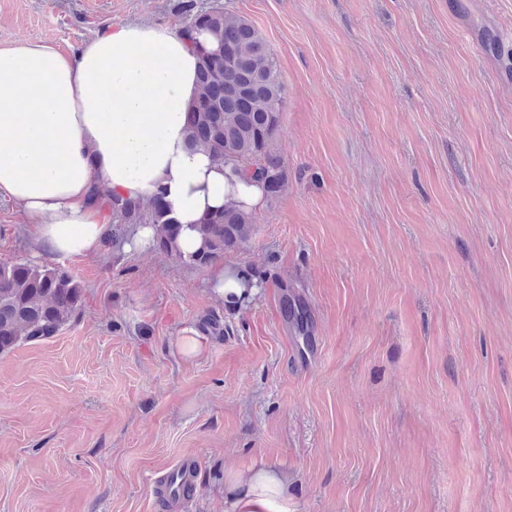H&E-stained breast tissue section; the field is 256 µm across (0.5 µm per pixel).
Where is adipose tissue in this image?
<instances>
[{"label": "adipose tissue", "instance_id": "obj_1", "mask_svg": "<svg viewBox=\"0 0 512 512\" xmlns=\"http://www.w3.org/2000/svg\"><path fill=\"white\" fill-rule=\"evenodd\" d=\"M161 25L107 24L75 53L28 42L0 46V196L36 243L62 257L97 254L112 237L95 188L147 202L165 191L184 227L182 255L198 251L192 227L236 202L264 205L261 190L229 183L222 162L189 148L198 93L197 44ZM225 512H294L287 474L271 466L227 474Z\"/></svg>", "mask_w": 512, "mask_h": 512}]
</instances>
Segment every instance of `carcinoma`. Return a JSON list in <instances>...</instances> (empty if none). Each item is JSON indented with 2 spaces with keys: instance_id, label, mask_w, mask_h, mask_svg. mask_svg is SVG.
<instances>
[{
  "instance_id": "cac0c4a2",
  "label": "carcinoma",
  "mask_w": 512,
  "mask_h": 512,
  "mask_svg": "<svg viewBox=\"0 0 512 512\" xmlns=\"http://www.w3.org/2000/svg\"><path fill=\"white\" fill-rule=\"evenodd\" d=\"M187 29L209 32L216 42L202 50L199 93L191 109L190 144L232 165V173L255 177L264 197L276 199L288 181L275 149L280 112L286 100L277 59L266 39L245 18L218 4L197 7L185 0ZM112 210V244L121 249L135 227L155 229L153 245L174 255L180 225L169 217L164 195L146 206L138 201L97 198ZM257 215L230 203L193 224L202 248L187 264L208 267L244 247L252 238ZM289 324L298 335L309 331L307 311L293 295L284 296ZM84 290L68 272L46 265L0 262V354L55 335L82 310Z\"/></svg>"
}]
</instances>
